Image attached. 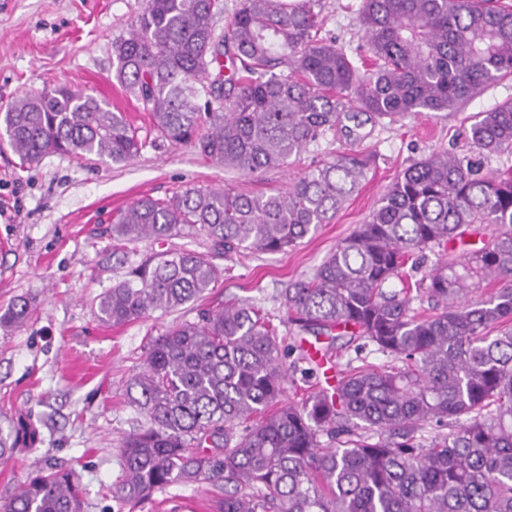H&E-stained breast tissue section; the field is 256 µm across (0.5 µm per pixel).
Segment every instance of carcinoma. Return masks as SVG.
Segmentation results:
<instances>
[{
	"label": "carcinoma",
	"instance_id": "obj_1",
	"mask_svg": "<svg viewBox=\"0 0 512 512\" xmlns=\"http://www.w3.org/2000/svg\"><path fill=\"white\" fill-rule=\"evenodd\" d=\"M221 0H146L113 44L118 81L159 136L227 171L279 169L327 134L361 142L384 120L446 112L512 76V5L501 0H360L374 64L320 35V0H239L224 30ZM21 161L46 153L125 164L142 147L123 113L68 87L25 93L5 112ZM470 151L411 163L365 222L311 277L284 289L301 338L238 299L153 338L128 403L143 424L118 448L117 512L175 484L224 482L213 512H512V102L478 115ZM374 155L345 148L273 193L185 188L135 201L112 225L127 264L98 301L114 326L178 309L217 282L214 259L275 254L329 224L359 190ZM492 232L454 254L475 225ZM204 238L137 257L144 239ZM437 252L426 278L416 255ZM427 301L417 312L413 301ZM20 299L0 325L21 324ZM350 334L381 364H347L335 383L286 398L287 358L311 363L304 336ZM245 425L239 435L235 428ZM326 441H321V438ZM24 413L0 429V462L32 449ZM73 469L46 465L0 500V512H84Z\"/></svg>",
	"mask_w": 512,
	"mask_h": 512
}]
</instances>
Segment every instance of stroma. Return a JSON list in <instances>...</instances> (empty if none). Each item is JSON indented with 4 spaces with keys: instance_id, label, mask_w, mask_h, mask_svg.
Segmentation results:
<instances>
[{
    "instance_id": "stroma-1",
    "label": "stroma",
    "mask_w": 512,
    "mask_h": 512,
    "mask_svg": "<svg viewBox=\"0 0 512 512\" xmlns=\"http://www.w3.org/2000/svg\"><path fill=\"white\" fill-rule=\"evenodd\" d=\"M321 2L324 35L345 48L363 46L353 11L357 0ZM144 6L145 0H0V115L16 96L67 85L124 113L145 142L125 165L49 153L28 166L0 135V314L18 298L30 303L22 326L0 327V427L28 411L40 431L34 450L0 464V496L16 492L40 461L80 475L85 512H114L112 491L122 479L117 450L142 422L125 388L141 371L151 339L236 297L273 316L280 337L292 343L282 296L288 284L310 276L410 163L438 150H466L475 116L512 100L507 77L454 110L375 127L364 146L376 163L331 223L279 254L218 259L222 275L197 304L108 325L98 317L97 301L124 273L112 223L132 202L188 186L282 190L339 147L329 137L286 167L242 177L158 138L113 67V42L126 36ZM221 494L209 482L173 485L133 512H210Z\"/></svg>"
}]
</instances>
